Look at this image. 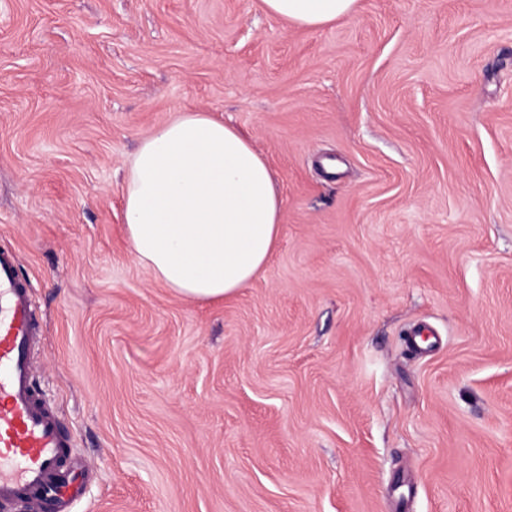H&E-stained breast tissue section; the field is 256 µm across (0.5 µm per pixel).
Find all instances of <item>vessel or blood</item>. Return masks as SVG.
Segmentation results:
<instances>
[{"instance_id": "1", "label": "vessel or blood", "mask_w": 512, "mask_h": 512, "mask_svg": "<svg viewBox=\"0 0 512 512\" xmlns=\"http://www.w3.org/2000/svg\"><path fill=\"white\" fill-rule=\"evenodd\" d=\"M37 334L30 286L14 252L0 249V505L22 501L31 512L64 497L70 458L56 411L32 387Z\"/></svg>"}]
</instances>
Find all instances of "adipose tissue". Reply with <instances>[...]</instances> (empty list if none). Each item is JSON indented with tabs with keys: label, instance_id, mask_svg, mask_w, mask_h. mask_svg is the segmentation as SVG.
I'll return each instance as SVG.
<instances>
[{
	"label": "adipose tissue",
	"instance_id": "adipose-tissue-1",
	"mask_svg": "<svg viewBox=\"0 0 512 512\" xmlns=\"http://www.w3.org/2000/svg\"><path fill=\"white\" fill-rule=\"evenodd\" d=\"M299 26L351 15L358 0H262ZM124 226L138 264L178 295L236 294L267 266L282 200L250 140L205 112H182L153 129L125 163Z\"/></svg>",
	"mask_w": 512,
	"mask_h": 512
}]
</instances>
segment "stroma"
<instances>
[{"label":"stroma","instance_id":"obj_1","mask_svg":"<svg viewBox=\"0 0 512 512\" xmlns=\"http://www.w3.org/2000/svg\"><path fill=\"white\" fill-rule=\"evenodd\" d=\"M197 111L282 199L223 303L159 283L121 219L126 157ZM0 246L71 512H512V0L317 28L261 0H0Z\"/></svg>","mask_w":512,"mask_h":512}]
</instances>
